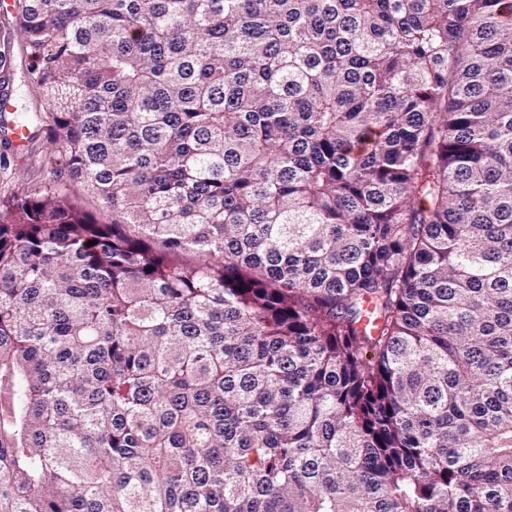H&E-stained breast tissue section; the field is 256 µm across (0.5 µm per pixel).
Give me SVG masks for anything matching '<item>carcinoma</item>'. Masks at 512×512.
I'll list each match as a JSON object with an SVG mask.
<instances>
[{
    "label": "carcinoma",
    "instance_id": "cac0c4a2",
    "mask_svg": "<svg viewBox=\"0 0 512 512\" xmlns=\"http://www.w3.org/2000/svg\"><path fill=\"white\" fill-rule=\"evenodd\" d=\"M13 10L0 512H512V0ZM12 43L16 54V68L9 81L10 89L12 87L13 90L12 102L17 106V112H38L41 108L39 99L23 82L27 61L19 37L12 40ZM10 110L9 102L0 105V201L46 184L68 185L66 192L73 203L94 213L98 219L110 220L111 216L99 211L96 203L83 192L80 185L66 181L62 163L51 151L44 133L33 141H27L26 130L14 126L9 137L7 131L15 125L17 116V112ZM11 139L17 144L26 142L17 146Z\"/></svg>",
    "mask_w": 512,
    "mask_h": 512
}]
</instances>
